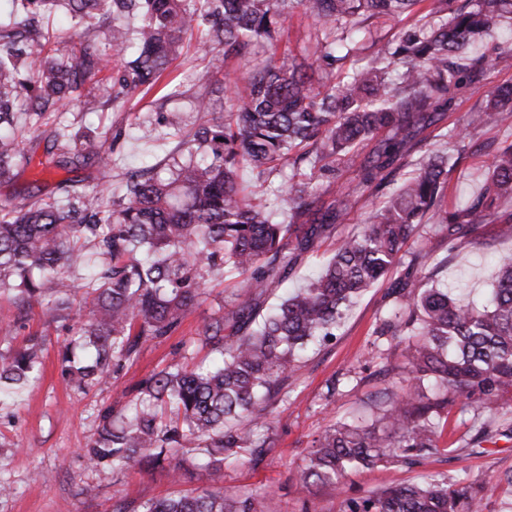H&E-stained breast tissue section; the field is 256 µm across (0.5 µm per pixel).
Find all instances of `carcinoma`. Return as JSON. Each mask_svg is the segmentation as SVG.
I'll return each instance as SVG.
<instances>
[{
  "label": "carcinoma",
  "mask_w": 512,
  "mask_h": 512,
  "mask_svg": "<svg viewBox=\"0 0 512 512\" xmlns=\"http://www.w3.org/2000/svg\"><path fill=\"white\" fill-rule=\"evenodd\" d=\"M13 22L0 28V178L20 160L27 133L53 127L56 164L69 153L92 154L100 165L111 153L76 129L71 108L101 110L94 88L111 71V56L126 61L106 84L152 89L174 60L194 53L198 80L221 85L224 99L196 97L206 116L177 147L145 170L127 172L112 196L63 190L49 200L0 206V288L32 298L49 292L55 310H73L70 270L91 269L81 284L92 309L80 319L76 347L62 355L63 372L89 387L136 358L141 346L166 336L199 302L215 273L224 280L249 275L248 295L208 323L200 341L215 358L207 366L163 370L144 381L126 410L100 415L98 437L82 449L95 467L156 468L191 452L197 467L224 465L232 452L243 465H261L270 451L259 432L273 399L295 371L300 353L332 335L343 312L371 285L395 276L397 311L382 334L408 344L406 386L391 393L375 422L327 427L296 471L299 488L313 493L342 485L354 469L413 465L437 451L436 434L448 406L463 400L475 411L512 391V257L498 262L486 305H464L448 288L414 274L399 253L424 219L448 238L483 224L497 201L512 197V142L497 149L483 193L454 212L442 208L448 156L431 155L406 174L363 224L341 240L332 260L310 283L270 312L259 301L301 253L327 237L360 195H379L408 165L411 141L431 127L457 94L479 76L486 56L468 48L500 18L512 0H64L73 23L66 49L45 31L35 42L29 27L51 15L59 0H9ZM302 12L318 22L306 65L277 53L288 17ZM413 16L392 42L376 25ZM109 22L108 54L85 24ZM369 42L371 59L344 76L333 72L356 38ZM270 55L243 78L224 84V63L252 46ZM401 70L394 84L392 71ZM512 128V84L494 87L484 106L450 131L457 150L481 128ZM380 141L353 190L335 186L336 158ZM307 163L308 169L301 168ZM264 185L271 175L283 189L271 197L248 190L240 170ZM337 205L322 211L331 190ZM42 343L36 337L0 362V393L35 379ZM482 486L430 476L346 500L345 512H482ZM114 512H266L260 493L203 488L190 495L121 503Z\"/></svg>",
  "instance_id": "1"
}]
</instances>
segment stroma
<instances>
[{"label":"stroma","instance_id":"1","mask_svg":"<svg viewBox=\"0 0 512 512\" xmlns=\"http://www.w3.org/2000/svg\"><path fill=\"white\" fill-rule=\"evenodd\" d=\"M192 66V60L184 58L170 66L169 78L173 85H180V93L160 86L147 93L137 90L82 120L84 132L92 137L105 127L120 131V139L111 147L109 168H102L93 157L65 168L49 166L50 130L40 128L12 175L0 179V204L19 205L32 196L57 193L62 183L88 193L104 190L125 172L155 165L177 143L171 135L173 128L188 132L203 120L195 107L202 88L188 78ZM506 81L512 82V69L485 63L483 75L453 101L437 124V138L429 147L412 152L410 165L419 166L430 152L447 151L443 133L479 108L490 88ZM510 142L512 128L475 132L448 172L443 208L455 211L467 197L480 194L495 149ZM371 210L370 201L359 198L332 237L301 255L287 285L305 284L333 257L338 241L356 232ZM511 223L512 198H503L488 221L473 225L466 238L449 241L440 226L429 223L417 230L405 252L420 256L425 270L435 271L437 284H449L465 275L467 286L457 297L465 303H479L486 298L496 273L497 256L512 255V233L506 230ZM245 287V278L227 281L214 275L199 305L172 334L145 343L137 359L92 388L78 387L63 375L60 365V352L72 340L79 315L90 309L84 289H76V312L66 318L55 311L50 296L22 304L0 290V355H11L32 335L43 344L39 378L0 401V484L10 488L8 495L0 496V512H114L123 501L143 503L203 487L229 493L265 489L269 512H343L346 498L431 475L481 484L482 512H512V488L506 483L512 475V437L503 434L504 423L512 421V391L477 418L461 412L459 405L449 406L439 425L437 452L420 463L353 471L342 488L327 486L312 495L297 487L294 472L314 440L333 423L370 419L386 393L406 376L408 349L381 332L394 300L388 278L365 290L346 311L335 336L300 360L294 376L268 409L265 434L270 451L258 468L230 461L215 474L190 470L176 478L167 469L115 473L90 465L82 449L97 436L100 412L124 407L135 388L154 373L209 362L212 352L201 344L200 334L224 313L231 294ZM482 420L490 425L489 435L468 447ZM89 485L95 487V496L83 495Z\"/></svg>","mask_w":512,"mask_h":512}]
</instances>
